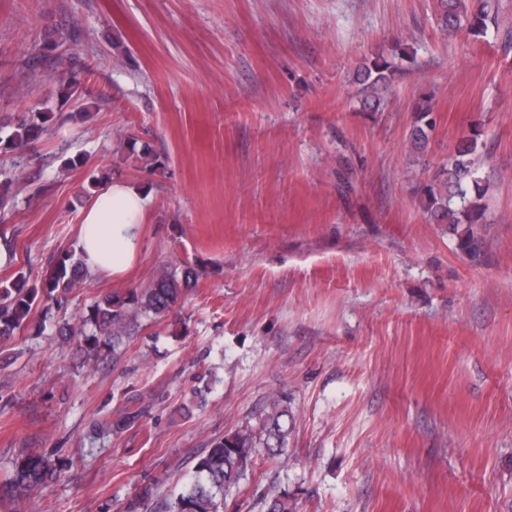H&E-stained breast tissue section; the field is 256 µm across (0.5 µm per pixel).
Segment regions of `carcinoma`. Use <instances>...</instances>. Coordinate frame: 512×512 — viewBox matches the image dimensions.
Wrapping results in <instances>:
<instances>
[{"instance_id":"obj_1","label":"carcinoma","mask_w":512,"mask_h":512,"mask_svg":"<svg viewBox=\"0 0 512 512\" xmlns=\"http://www.w3.org/2000/svg\"><path fill=\"white\" fill-rule=\"evenodd\" d=\"M467 22L470 33H486L488 24H497L498 16L487 10L485 0H437V23L444 32L453 33ZM56 49L47 40L34 49L25 66L35 72L42 59ZM393 75L391 61L382 53L364 58L358 65L354 81L360 86V102L364 112H381L385 105L382 92ZM57 97L70 99L79 89L74 75L54 78ZM431 99L425 98L414 107L413 120L406 146L413 153L425 151L435 119ZM54 112L38 104L16 120L0 121V147L22 150L47 134ZM482 131L474 127L460 139L448 163L438 170L432 184L420 196V204L432 224H444L456 240V249L476 255L484 242L489 207L487 189L478 176ZM88 272L82 262L65 253L40 279L32 280L20 271L12 280L0 281V342L21 334L32 313L41 308L42 327L55 328L60 336H76L84 344L88 365L95 366L100 357L120 358L123 346L144 320L167 316L185 301L196 288L198 273L191 266L166 268L152 278L145 288L109 293L98 297L88 312L77 318V325L54 321L51 308H62L70 297L84 288ZM140 397L134 393L128 404L108 410L92 419L89 432L121 434L142 416L137 407ZM288 404L282 396L267 397L259 422L240 426L213 439L197 458L193 473L181 489L161 505L162 512H224L229 492L237 487L257 464V457L271 460L288 457ZM63 462L51 453L31 451L17 457L11 474L0 482V512H11L13 501L41 494L60 476ZM168 477L159 474L141 486L124 506V512H148L159 487ZM267 512H297L294 495L288 490L270 488L263 494Z\"/></svg>"}]
</instances>
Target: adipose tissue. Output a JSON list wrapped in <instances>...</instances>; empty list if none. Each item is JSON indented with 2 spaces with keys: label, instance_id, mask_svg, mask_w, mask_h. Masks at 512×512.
<instances>
[{
  "label": "adipose tissue",
  "instance_id": "adipose-tissue-1",
  "mask_svg": "<svg viewBox=\"0 0 512 512\" xmlns=\"http://www.w3.org/2000/svg\"><path fill=\"white\" fill-rule=\"evenodd\" d=\"M147 197L138 186L112 180L85 210L79 249L85 268L96 275H122L136 258Z\"/></svg>",
  "mask_w": 512,
  "mask_h": 512
}]
</instances>
